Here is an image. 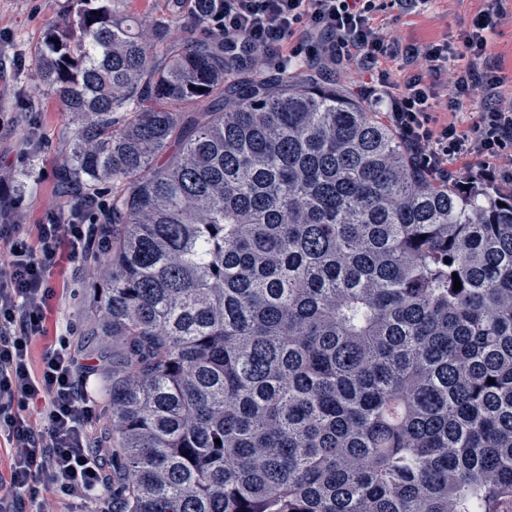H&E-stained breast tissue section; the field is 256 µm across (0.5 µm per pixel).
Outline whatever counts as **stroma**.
I'll list each match as a JSON object with an SVG mask.
<instances>
[{"mask_svg": "<svg viewBox=\"0 0 512 512\" xmlns=\"http://www.w3.org/2000/svg\"><path fill=\"white\" fill-rule=\"evenodd\" d=\"M67 0H0V167L11 170L0 189V224L34 226L48 212L66 214L75 208L74 196L59 189V166L67 151L64 129L71 117L59 103L44 95L35 72L24 63L42 42L46 28L59 21ZM498 14L487 58L498 65L502 91L512 96V0H429L410 12L389 8L378 24L402 39L420 45L442 36L456 37L478 12ZM92 269L74 263L68 249H60L52 276L59 298L47 314V332L31 345L33 363L54 346L58 337L71 335L87 395L102 419H109V401L101 382L111 367L105 351L110 339L88 332L83 292Z\"/></svg>", "mask_w": 512, "mask_h": 512, "instance_id": "1", "label": "stroma"}]
</instances>
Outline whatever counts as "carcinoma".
Masks as SVG:
<instances>
[{
  "mask_svg": "<svg viewBox=\"0 0 512 512\" xmlns=\"http://www.w3.org/2000/svg\"><path fill=\"white\" fill-rule=\"evenodd\" d=\"M122 3L69 0L31 58L106 237L121 512H512V197L224 54V0Z\"/></svg>",
  "mask_w": 512,
  "mask_h": 512,
  "instance_id": "carcinoma-1",
  "label": "carcinoma"
}]
</instances>
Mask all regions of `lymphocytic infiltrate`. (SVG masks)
Here are the masks:
<instances>
[{
  "label": "lymphocytic infiltrate",
  "instance_id": "f902f5d3",
  "mask_svg": "<svg viewBox=\"0 0 512 512\" xmlns=\"http://www.w3.org/2000/svg\"><path fill=\"white\" fill-rule=\"evenodd\" d=\"M423 0H224L218 23L224 50L248 52L260 63L284 70L310 47L309 62L328 67L343 58L357 59L368 75L366 90L382 103L384 119L407 147L413 166L433 180L455 183L471 194L474 181L465 164L483 161L482 180L492 185L512 181V98L499 92L495 64L486 62L494 16L480 12L454 40L440 38L417 46L384 34L377 14L387 5L412 10ZM297 47L282 48L288 39ZM467 55L482 67L460 71L454 95L440 81L451 59ZM398 62L404 73L394 85L382 61ZM485 92V108L477 122L462 127L442 121L437 112L462 105L473 87ZM36 237L0 225L8 258L0 261V442L9 449V475L0 477V512H23L24 501L42 503L45 492L67 500L72 512L103 491L109 483L106 430L82 388L76 361L66 337L33 371L29 347L44 335L45 320L58 297L50 277L60 245L72 260L83 258L97 243L95 225L81 212L67 219L48 216L37 225ZM42 409V427L26 417L30 405Z\"/></svg>",
  "mask_w": 512,
  "mask_h": 512
}]
</instances>
